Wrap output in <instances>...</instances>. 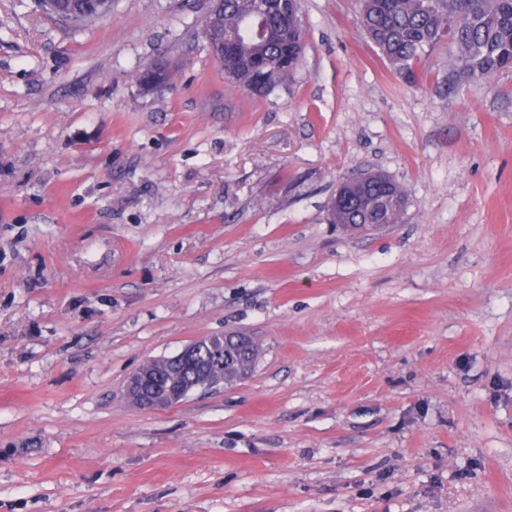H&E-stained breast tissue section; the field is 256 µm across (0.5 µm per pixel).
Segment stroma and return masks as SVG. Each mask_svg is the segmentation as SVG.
<instances>
[{"label": "stroma", "instance_id": "stroma-1", "mask_svg": "<svg viewBox=\"0 0 512 512\" xmlns=\"http://www.w3.org/2000/svg\"><path fill=\"white\" fill-rule=\"evenodd\" d=\"M207 8L0 0V512H512V72L449 81L443 45L408 84L356 0H302L253 97ZM366 170L403 222L329 223ZM228 333L262 347L240 384L127 401ZM44 8L51 15L57 16L66 20H73L74 22L84 24V25H92L95 24L100 18H102L105 14L97 13L94 10L86 9L83 7V2L81 0H69L66 1V6L60 8L56 5L55 10H50L47 8V3L44 0H41ZM146 365H148V362L144 363L128 378L125 388L127 397L135 398L139 396L140 403L135 399H129V401L133 406L147 410L161 409L171 406L170 402L158 397L155 394V390H153L152 393L145 392L144 387L148 382L155 383V379H153L150 372L145 369Z\"/></svg>", "mask_w": 512, "mask_h": 512}]
</instances>
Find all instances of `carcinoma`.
Wrapping results in <instances>:
<instances>
[{"label":"carcinoma","instance_id":"cac0c4a2","mask_svg":"<svg viewBox=\"0 0 512 512\" xmlns=\"http://www.w3.org/2000/svg\"><path fill=\"white\" fill-rule=\"evenodd\" d=\"M256 0H224V10L205 26L224 34V80L252 96L262 97L274 86L294 77L302 61L304 25L301 8L268 6L253 12ZM49 14L84 25L102 14L83 7V0H67ZM359 25L391 70L407 83L426 79L420 61L443 42L453 48L455 71L475 82L512 71V0H359ZM346 195L335 205L334 224H397L406 207L400 184L379 173L368 181L355 176ZM216 346L235 352L222 365L201 353L207 372L181 367L170 357L151 360L157 386L186 388L201 379L235 385L255 367L260 345L250 340L239 348L233 339L211 337Z\"/></svg>","mask_w":512,"mask_h":512}]
</instances>
